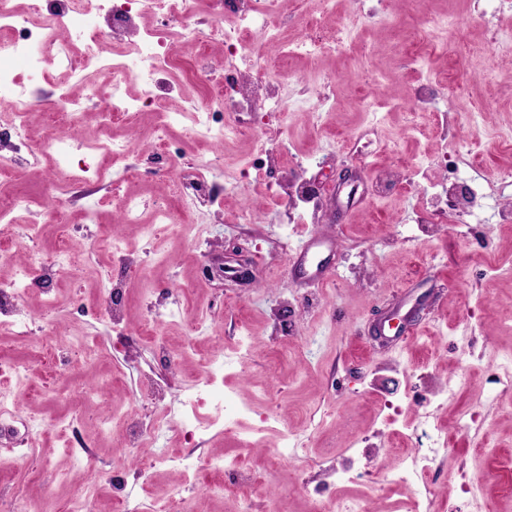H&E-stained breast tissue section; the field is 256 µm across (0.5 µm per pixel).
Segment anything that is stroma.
<instances>
[{"label": "stroma", "instance_id": "35a3bbf8", "mask_svg": "<svg viewBox=\"0 0 512 512\" xmlns=\"http://www.w3.org/2000/svg\"><path fill=\"white\" fill-rule=\"evenodd\" d=\"M448 18L447 31L429 22ZM291 40L344 28L335 55L281 60L264 48L268 77L285 102L243 125L236 140H201L197 106L209 90L191 73L192 54L177 57L164 82L175 90L168 109L184 111L170 131V152L156 150L142 123H120L112 134L129 146L105 181L95 168L100 150L88 135L112 78L100 72L92 88L75 87L88 115L83 124L35 118L32 139L69 134L82 142L77 158L89 170L58 190L52 154L31 164L15 157L18 182L0 190L25 205L10 219L19 233L0 243V275L32 251L55 256L61 214L94 213L68 248L75 263L54 280L33 285L21 310L27 335L0 331V358L23 364L20 376L0 379L21 417L42 423L31 446L33 463L11 466L0 446V486L18 507L46 505L64 512L69 491L93 498L94 512H141L163 491L191 512H239L232 493L203 495L224 461H241L256 478L254 512H336L361 501L367 512H413V490L395 483L401 445L393 431L430 446V422L452 430L450 450L426 475L438 512H512V388L491 373L512 356V0H285L275 19ZM437 78L459 91L415 111V89ZM282 152L281 162L254 170L258 146ZM215 163L210 184L196 173ZM139 181H131L130 171ZM368 189L353 208L332 192L347 171ZM300 174L321 191L317 206H285L286 177ZM472 185L479 198L463 222L431 218L449 183ZM142 195V223L124 224L114 186ZM187 187L195 207L157 235L142 224L159 205H173ZM231 196L218 206L216 190ZM331 236L333 276L308 286L290 271L292 250L309 234ZM117 238L125 257L95 256L99 237ZM247 268L250 280L239 278ZM116 288L123 321L114 326L76 312ZM152 341L124 346L142 323ZM83 338L101 359L79 368L48 370L42 345L56 335ZM220 389L242 408L232 431L199 393ZM88 399L72 420L67 400ZM476 417V434L457 431L462 409ZM108 415L122 429L129 417L154 421L148 447L134 450L101 440L93 425ZM74 421L92 456L70 443ZM299 457L272 466L268 453L284 438ZM175 459L148 468L154 453ZM355 466L356 484L335 487L334 470ZM126 470L120 493L101 483ZM479 494L465 486L476 473ZM320 487L321 498L309 497Z\"/></svg>", "mask_w": 512, "mask_h": 512}]
</instances>
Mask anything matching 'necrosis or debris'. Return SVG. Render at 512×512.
<instances>
[{
  "instance_id": "obj_1",
  "label": "necrosis or debris",
  "mask_w": 512,
  "mask_h": 512,
  "mask_svg": "<svg viewBox=\"0 0 512 512\" xmlns=\"http://www.w3.org/2000/svg\"><path fill=\"white\" fill-rule=\"evenodd\" d=\"M281 0H64L60 11L47 13L42 0H0V118L12 129L14 140L9 153L0 154V174L13 170L14 156L27 152L36 156L52 148L58 165L68 164L74 151L65 140L52 139L42 145L26 135L33 112L51 104L53 112L77 120L82 115L79 97L64 94L72 84L89 83L102 69L112 74L114 90H121L130 76L140 82L138 97L130 101L110 99L100 113L105 136L100 172H107L112 159L124 155V144L110 136L112 123L139 116L142 108L160 105L158 77L173 66V58L184 43L185 24L207 11L211 18L208 34L199 36L195 76L220 98L223 115L204 112L203 125L209 139L223 142L235 137L237 122L253 112H279L283 105L263 71L248 74L236 60L254 55L247 40L257 33L265 44L275 45L281 57L300 54L318 57L334 51L341 34L309 41L282 38L274 19ZM101 17L112 23L111 38H103L92 23ZM225 48L224 69L215 71L209 63L212 43ZM23 59L25 74H18L13 62ZM49 81L62 90L55 100L26 92L25 82ZM47 257L37 255L17 265L7 277H0V328L11 335H24V327L13 318V309L27 286L48 271Z\"/></svg>"
}]
</instances>
